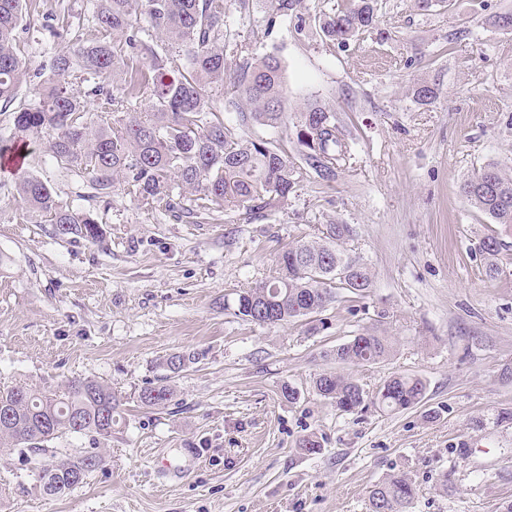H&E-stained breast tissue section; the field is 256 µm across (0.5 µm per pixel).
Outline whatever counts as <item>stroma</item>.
Wrapping results in <instances>:
<instances>
[{
  "label": "stroma",
  "mask_w": 512,
  "mask_h": 512,
  "mask_svg": "<svg viewBox=\"0 0 512 512\" xmlns=\"http://www.w3.org/2000/svg\"><path fill=\"white\" fill-rule=\"evenodd\" d=\"M512 0H383L375 29L344 50L313 28L257 35L268 12L252 0L240 29L250 56L277 55L285 103L318 98L352 138L336 181L304 178L274 219L218 210L199 219L146 204L116 183L94 212L103 238L53 235L27 218L0 171V387L62 390L93 378L124 399L111 438L56 441L58 458L98 448L102 461L62 497L44 493L37 454L0 455V512H369L368 494L403 470L409 512H501L512 501V227L462 193L482 166H512V32L490 19ZM435 86L420 105L414 84ZM350 225L345 247L372 286L345 291L315 327L258 326L224 303L271 277L280 254L320 225ZM497 236L499 272L481 240ZM364 331L390 336L377 364L337 365L332 352ZM196 360L166 409L136 394L174 352ZM337 370L375 395L395 374L426 383L415 408L370 404L342 414L318 395ZM297 388V400L281 395ZM315 434L322 451L299 441Z\"/></svg>",
  "instance_id": "stroma-1"
}]
</instances>
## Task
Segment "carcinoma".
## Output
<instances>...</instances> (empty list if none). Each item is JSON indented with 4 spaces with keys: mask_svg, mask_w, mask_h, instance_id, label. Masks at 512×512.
<instances>
[{
    "mask_svg": "<svg viewBox=\"0 0 512 512\" xmlns=\"http://www.w3.org/2000/svg\"><path fill=\"white\" fill-rule=\"evenodd\" d=\"M301 0H268L271 33L278 19L295 15ZM28 0H0V112L13 114L9 138H0V158L30 134L47 136L49 163L58 184L25 171L15 182L29 215L54 225L58 237L96 243L103 237L93 211L63 206L57 185L76 186V197L94 204L112 196L120 181L129 193L170 212L195 217L224 208L251 222L266 219L273 202L288 199L311 170L325 183L336 180L351 157V143L336 113L312 100L288 120L283 96V66L273 54L241 58L243 44L230 5L249 10L250 0H86L93 38H75L68 50L49 56L29 73L21 55L20 34L27 30ZM381 0H347L298 22L311 21L323 41L341 48L375 28ZM143 18L147 27L138 24ZM160 41L179 51V60L160 54ZM232 83L231 96L214 88ZM413 100L428 104L437 89L422 82ZM141 99L146 108H130ZM236 122L224 120L227 111ZM255 125L292 128V144L303 162L296 165L277 140L243 136ZM462 192L470 204L497 224H512V170L488 164L466 179ZM194 196L185 206V194ZM347 224L329 223L316 237L290 245L278 260L276 276L235 292L233 314L258 325L312 318L336 301V289L353 297L371 288L367 263L343 248ZM486 274L499 273L500 242L485 238ZM394 347L386 336L362 332L338 346L336 362L375 364ZM195 360L187 352L169 355L167 375L142 387L137 401L164 409L175 392L173 379ZM317 393L337 411L352 414L365 393L351 377L334 371L315 380ZM425 381L394 375L384 381L373 403L389 411L406 410L424 399ZM121 400L112 387L92 378L69 381L57 393L23 385L0 388V453L14 448L49 451L64 435L112 436ZM101 462L87 451L40 467L38 477L50 496L83 484ZM416 496L411 476L393 473L369 492L370 512H409Z\"/></svg>",
    "mask_w": 512,
    "mask_h": 512,
    "instance_id": "carcinoma-1",
    "label": "carcinoma"
}]
</instances>
